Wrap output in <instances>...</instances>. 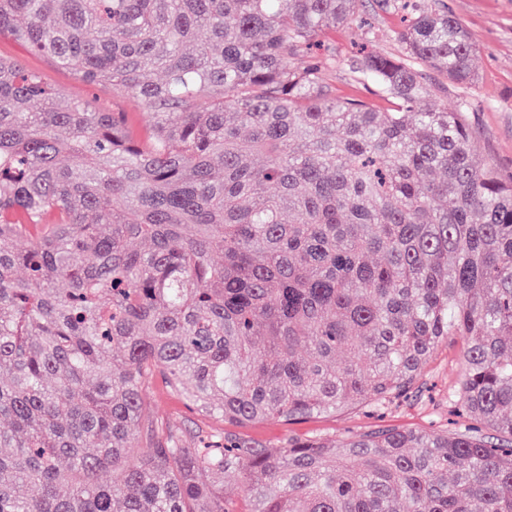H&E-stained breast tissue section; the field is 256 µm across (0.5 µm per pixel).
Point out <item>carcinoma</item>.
<instances>
[{
  "mask_svg": "<svg viewBox=\"0 0 512 512\" xmlns=\"http://www.w3.org/2000/svg\"><path fill=\"white\" fill-rule=\"evenodd\" d=\"M356 2L0 0V35L146 117L0 56V512H230L226 473L250 512H512V177L468 107L422 106L476 47L423 2L362 62L393 108L338 101L307 55ZM455 337L454 435L135 444L157 375L290 424L411 391ZM0 55L2 57L18 58L31 69L39 72L44 81L51 85L61 97L94 95L96 103L108 111L141 112L134 99L113 92L109 85L88 90L68 72L56 66L49 58L29 52L7 36H0ZM224 499L231 503L236 511H246L248 502L243 497L242 482L237 473H229L224 476Z\"/></svg>",
  "mask_w": 512,
  "mask_h": 512,
  "instance_id": "cac0c4a2",
  "label": "carcinoma"
}]
</instances>
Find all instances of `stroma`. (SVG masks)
Instances as JSON below:
<instances>
[{"label":"stroma","mask_w":512,"mask_h":512,"mask_svg":"<svg viewBox=\"0 0 512 512\" xmlns=\"http://www.w3.org/2000/svg\"><path fill=\"white\" fill-rule=\"evenodd\" d=\"M449 15L459 20L476 45L474 60L477 80L463 86L451 83L434 72H426L434 94L426 107L457 110L468 105V120L476 140L478 158L494 161L504 176L512 177V0H439ZM398 19L377 11L375 0H358L356 17L350 23L325 33L332 58L325 62L324 86L328 96L352 98L371 103L376 111L386 112L389 102L375 81L358 72L354 57L360 48L400 57L404 49L397 39ZM0 55L20 59L39 72L59 96L94 95L97 104L114 112H135L137 102L113 92L104 85L87 90L68 72L49 58L29 52L6 36H0ZM461 343L453 340L442 346L425 369L424 382L431 385L430 396L421 397L414 405L392 410L385 422L389 425L436 432H455L461 419L449 415L448 399L462 377ZM151 405L149 426L207 431L218 428V421L190 410L184 401L170 394L161 381L148 390ZM374 421L362 406L353 405L333 415L314 417L291 425L276 420L236 428V435L246 442L270 446L281 445L288 434L322 435L330 442H341L347 434L373 426Z\"/></svg>","instance_id":"1"}]
</instances>
